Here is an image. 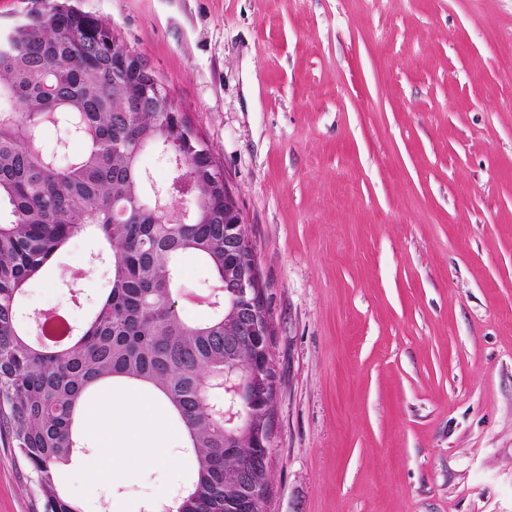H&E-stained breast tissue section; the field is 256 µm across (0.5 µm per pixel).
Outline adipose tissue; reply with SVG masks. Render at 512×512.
Returning a JSON list of instances; mask_svg holds the SVG:
<instances>
[{"mask_svg":"<svg viewBox=\"0 0 512 512\" xmlns=\"http://www.w3.org/2000/svg\"><path fill=\"white\" fill-rule=\"evenodd\" d=\"M84 430L96 444L92 455L71 467L86 484L123 485L135 472L175 465L168 447L178 434L158 396L127 385L121 391L102 386L82 408Z\"/></svg>","mask_w":512,"mask_h":512,"instance_id":"ef3b65f1","label":"adipose tissue"}]
</instances>
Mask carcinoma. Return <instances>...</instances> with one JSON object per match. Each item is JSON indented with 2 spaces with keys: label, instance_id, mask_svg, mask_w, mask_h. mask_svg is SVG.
<instances>
[{
  "label": "carcinoma",
  "instance_id": "carcinoma-1",
  "mask_svg": "<svg viewBox=\"0 0 512 512\" xmlns=\"http://www.w3.org/2000/svg\"><path fill=\"white\" fill-rule=\"evenodd\" d=\"M0 37V445L13 450L21 476L43 512H84L59 480L63 466L91 448L82 437V399L102 383L136 384L159 393L186 433L193 477L177 512H237L248 495L270 494L254 433L275 396L243 412L233 439L214 414L215 377L228 364L248 372L271 346L239 341L224 263V173L203 138L176 112L136 106L112 71L115 37L102 20L58 0ZM64 119L83 149L58 165L41 145ZM167 149L173 175L201 185L195 223H162L144 201L142 148ZM90 231L106 249L109 280L92 312L67 341L31 338L20 297L71 237ZM212 270L223 304L190 323L171 310L180 260Z\"/></svg>",
  "mask_w": 512,
  "mask_h": 512
}]
</instances>
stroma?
Segmentation results:
<instances>
[{
	"label": "stroma",
	"mask_w": 512,
	"mask_h": 512,
	"mask_svg": "<svg viewBox=\"0 0 512 512\" xmlns=\"http://www.w3.org/2000/svg\"><path fill=\"white\" fill-rule=\"evenodd\" d=\"M156 71L240 207L277 371L267 512H512V0H73ZM74 236L20 316L108 279ZM86 267L79 304L62 280ZM179 315L214 281L185 257ZM179 463L87 512H164ZM0 447V512H33Z\"/></svg>",
	"instance_id": "stroma-1"
}]
</instances>
